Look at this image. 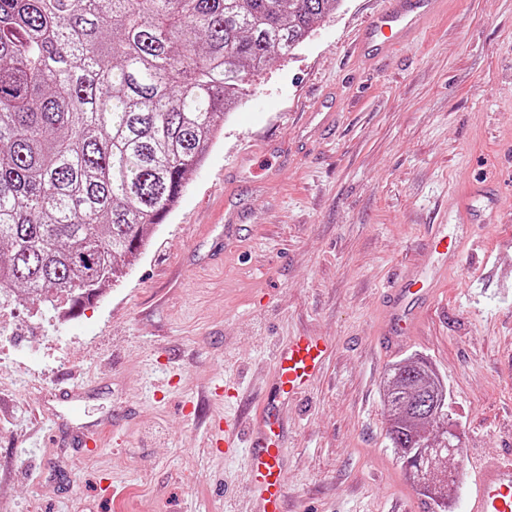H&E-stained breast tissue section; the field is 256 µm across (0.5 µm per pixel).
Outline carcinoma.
Segmentation results:
<instances>
[{
  "mask_svg": "<svg viewBox=\"0 0 512 512\" xmlns=\"http://www.w3.org/2000/svg\"><path fill=\"white\" fill-rule=\"evenodd\" d=\"M339 0H0V301L70 307L150 244L252 71ZM411 360L386 379L393 448L445 499L448 415Z\"/></svg>",
  "mask_w": 512,
  "mask_h": 512,
  "instance_id": "carcinoma-1",
  "label": "carcinoma"
}]
</instances>
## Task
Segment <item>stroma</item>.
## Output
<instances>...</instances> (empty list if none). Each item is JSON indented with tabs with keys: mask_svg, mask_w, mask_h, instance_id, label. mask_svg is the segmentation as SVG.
I'll return each mask as SVG.
<instances>
[{
	"mask_svg": "<svg viewBox=\"0 0 512 512\" xmlns=\"http://www.w3.org/2000/svg\"><path fill=\"white\" fill-rule=\"evenodd\" d=\"M447 2L368 56L382 0H340L249 77L120 282L63 318L0 306V512H245V455L209 446L214 417L259 411L275 349L305 332L333 350L282 410L288 512H465L480 460L512 449V211L501 243L478 234L454 258L415 336L378 345L388 287L432 272L457 183L512 197V0ZM317 109L338 118L311 134ZM415 358L460 435L444 509L387 435L384 381ZM64 378L79 415L53 396Z\"/></svg>",
	"mask_w": 512,
	"mask_h": 512,
	"instance_id": "1",
	"label": "stroma"
}]
</instances>
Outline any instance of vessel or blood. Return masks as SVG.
Instances as JSON below:
<instances>
[{
    "label": "vessel or blood",
    "instance_id": "b4317fda",
    "mask_svg": "<svg viewBox=\"0 0 512 512\" xmlns=\"http://www.w3.org/2000/svg\"><path fill=\"white\" fill-rule=\"evenodd\" d=\"M440 3L441 0H383L382 9L365 29L361 41L380 49L392 48L434 16ZM501 209L499 193L486 184L469 185L463 194L451 197L448 215L460 230L451 237L439 225L429 237L428 248L435 258L436 273L447 271L449 254L461 251L476 228L496 224ZM435 285L432 279L423 283L403 280L388 290L387 322L382 331L384 346H394L411 333L420 308L432 300ZM330 348L325 337L302 333L276 350L270 394L262 414L248 423V512H285L287 425L280 408L306 391L321 371ZM467 512H512V454L481 462Z\"/></svg>",
    "mask_w": 512,
    "mask_h": 512
}]
</instances>
